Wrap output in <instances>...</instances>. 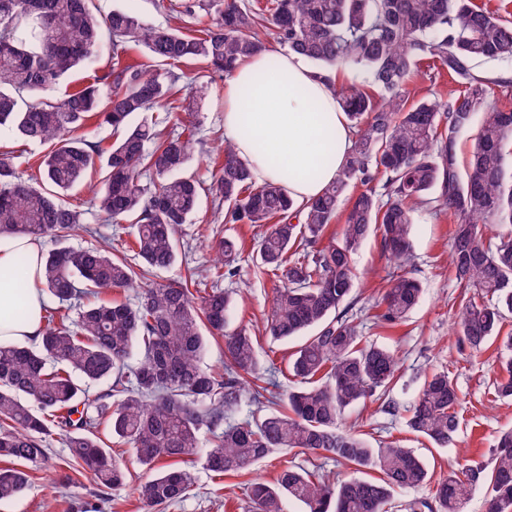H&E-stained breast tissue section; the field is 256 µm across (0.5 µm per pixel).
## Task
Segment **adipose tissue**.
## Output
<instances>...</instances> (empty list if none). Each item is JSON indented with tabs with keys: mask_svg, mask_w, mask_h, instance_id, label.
Masks as SVG:
<instances>
[{
	"mask_svg": "<svg viewBox=\"0 0 512 512\" xmlns=\"http://www.w3.org/2000/svg\"><path fill=\"white\" fill-rule=\"evenodd\" d=\"M224 132L257 183L283 185L299 203L336 180L351 147L335 94L300 56L275 50L247 59L225 82ZM22 252L31 276H39L40 243L0 234V346L32 342L43 329L45 297L37 288L26 294L24 320L7 316L16 303L13 271Z\"/></svg>",
	"mask_w": 512,
	"mask_h": 512,
	"instance_id": "adipose-tissue-1",
	"label": "adipose tissue"
}]
</instances>
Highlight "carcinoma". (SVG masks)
I'll return each instance as SVG.
<instances>
[{
  "label": "carcinoma",
  "mask_w": 512,
  "mask_h": 512,
  "mask_svg": "<svg viewBox=\"0 0 512 512\" xmlns=\"http://www.w3.org/2000/svg\"><path fill=\"white\" fill-rule=\"evenodd\" d=\"M180 13L201 27L191 33L146 24L136 13L94 12L91 0H0V132L50 145L38 189L0 159V233L50 239L35 283L56 307L45 309L44 333L31 346H0V502L26 491L30 471L45 467L47 438L69 448L71 469L90 474L98 495L122 489L129 472L100 436L109 425L117 443L132 448L151 471L138 488L146 512H160L193 490V467L204 459L217 475L239 474L273 454L298 448L346 466L334 477L290 465L271 483L244 488L243 512H390L395 493L428 481L410 448H374L340 429L344 412L390 392L398 361L382 345L362 341L350 318L355 297L353 255L372 234L389 258L409 260L416 208L456 220L449 264L464 290L455 326L474 350L500 336L512 314V108L484 109L489 81L474 63L512 55V25L472 0H180ZM302 56L327 80L355 138L342 172L323 194L298 205L280 184H257L234 146H216L217 174L204 186L188 172L196 123L164 132L148 112L170 109L182 91L181 66L230 76L268 49L264 32ZM169 65L165 75L124 63L133 47ZM111 61L100 67L101 52ZM431 59L462 86L441 100H410L408 85ZM92 81L56 96L74 70ZM351 69L362 84L336 86L332 75ZM484 113L474 148L460 164L454 133ZM93 120L118 134L107 154L73 132ZM105 156L103 186L92 206L105 224L130 222L131 265L104 245L73 246L82 211L65 196L95 158ZM364 186L350 201L341 237L316 248L334 223L351 181ZM383 181L385 194L372 183ZM224 208V223L266 228L258 241L259 271L277 278L265 334L300 340L288 361L300 386L279 405L276 370L261 368L249 328H229L231 298L219 286L234 277L236 243L210 249L214 285L195 296L196 272L178 283L149 279L169 267L177 230L191 223L201 193ZM293 252L295 257L288 256ZM136 288L133 300L101 294ZM423 288L407 273L390 277L377 300L378 318L401 323ZM224 339V368L202 365V329ZM497 393L512 398V335L503 339ZM108 389L89 399L92 386ZM254 409L240 420L242 397ZM33 401L30 406L27 401ZM459 396L449 371L427 376L409 406L408 427L439 448L454 444ZM484 488L487 512H512V430L498 437L491 466L450 470L411 512H464L472 491Z\"/></svg>",
  "instance_id": "cac0c4a2"
}]
</instances>
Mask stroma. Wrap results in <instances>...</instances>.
<instances>
[{
	"mask_svg": "<svg viewBox=\"0 0 512 512\" xmlns=\"http://www.w3.org/2000/svg\"><path fill=\"white\" fill-rule=\"evenodd\" d=\"M179 0H93L101 12L110 10H135L147 23L161 28H195L194 19L180 14ZM479 74L494 79L495 84L486 99L490 106H512V56L497 60L479 61L475 64ZM224 75L210 74V89L198 116L197 140L191 160V169L203 181H211L216 167L210 154L212 146L224 137L223 105L217 95L224 87ZM47 151L46 146L14 139L0 134V154H6L19 176L34 181L35 164ZM103 173L94 168L90 177L77 185L70 197L71 203L82 206L84 222L98 231L97 237L80 236L79 244L91 240L112 243L122 229L115 224L100 223L90 204L91 191L100 187ZM213 202L210 194H202L199 209L192 223L183 225L178 233L180 258L165 269L154 273L160 283L182 281L187 267L206 271L212 256L207 248L215 232L241 242L236 260L238 274L233 280L224 281V288L236 289L232 308L233 325L248 326L258 338L257 355L261 366L276 365L284 369L295 349L294 343L275 342L264 336L263 326L271 304L276 282L272 277L259 274L256 266L257 241L261 230L249 224H213ZM453 217L434 214L426 209L416 214L413 229V257L409 272L423 288L420 303L395 326L378 322L374 306L382 288L391 275L400 268L389 260L377 237H369L354 255L357 273L356 305L354 317L362 324L365 341L383 344L395 351L398 358V383L392 395L401 404H409L411 397L423 384L425 374L449 370L459 395L460 424L455 444L440 449L427 439L413 433L407 425L406 412L389 415L383 412L382 402L368 400L365 404L346 411L342 429L351 430L366 438L371 445L397 441L412 448L425 464L429 476L436 479L448 469H459L477 462H488L501 432L512 429V400L496 398L494 384L501 374L503 346L501 340L489 341L481 350H473L454 329L461 290L449 266L448 252ZM119 458L127 467L128 484L113 492L109 502L102 504L101 512H145L135 491L146 476L130 448L120 447ZM313 454L300 451H282L252 465L247 477H214L203 465L194 468L195 484L185 500L166 507L164 512H242L241 483L243 479L273 481L277 471L294 464L307 469L318 465ZM95 488L91 476L80 478V486L70 498H62L53 488L47 471H38L29 489L10 502L0 504V512H42L50 503L56 512H77L80 502L88 500Z\"/></svg>",
	"mask_w": 512,
	"mask_h": 512,
	"instance_id": "35a3bbf8",
	"label": "stroma"
}]
</instances>
